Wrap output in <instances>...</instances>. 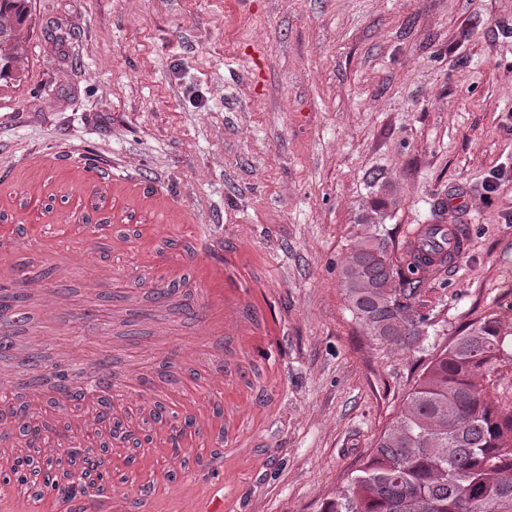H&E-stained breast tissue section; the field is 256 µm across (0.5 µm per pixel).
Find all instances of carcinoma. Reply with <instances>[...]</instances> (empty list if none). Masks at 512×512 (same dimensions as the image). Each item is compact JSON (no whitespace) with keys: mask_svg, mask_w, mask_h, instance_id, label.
I'll use <instances>...</instances> for the list:
<instances>
[{"mask_svg":"<svg viewBox=\"0 0 512 512\" xmlns=\"http://www.w3.org/2000/svg\"><path fill=\"white\" fill-rule=\"evenodd\" d=\"M27 0H0V87L21 85L19 47L30 35ZM453 230L431 224L401 262L382 224L361 225L341 271L348 310L372 340L404 351L419 348L428 324L412 300L436 263L448 264ZM512 360V323L488 318L441 349L412 386L400 415L377 438L348 484L319 512H512V407L488 380ZM19 464L33 476L60 461L42 454L40 429L29 427Z\"/></svg>","mask_w":512,"mask_h":512,"instance_id":"cac0c4a2","label":"carcinoma"}]
</instances>
